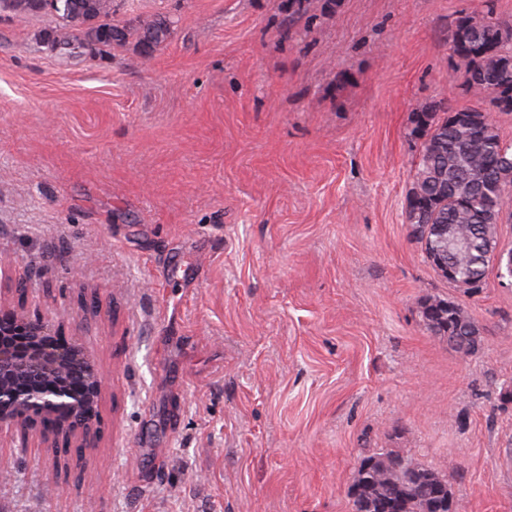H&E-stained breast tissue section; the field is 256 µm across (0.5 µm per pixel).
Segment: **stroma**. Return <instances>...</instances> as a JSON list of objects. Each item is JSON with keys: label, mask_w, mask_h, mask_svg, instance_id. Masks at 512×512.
Here are the masks:
<instances>
[{"label": "stroma", "mask_w": 512, "mask_h": 512, "mask_svg": "<svg viewBox=\"0 0 512 512\" xmlns=\"http://www.w3.org/2000/svg\"><path fill=\"white\" fill-rule=\"evenodd\" d=\"M114 3L170 37L67 57L0 12V299L105 378L79 484L0 435V512H352L389 451L512 512V285L464 295L406 219L414 114L478 104L454 22L512 0ZM434 295L478 353L427 328Z\"/></svg>", "instance_id": "1"}]
</instances>
